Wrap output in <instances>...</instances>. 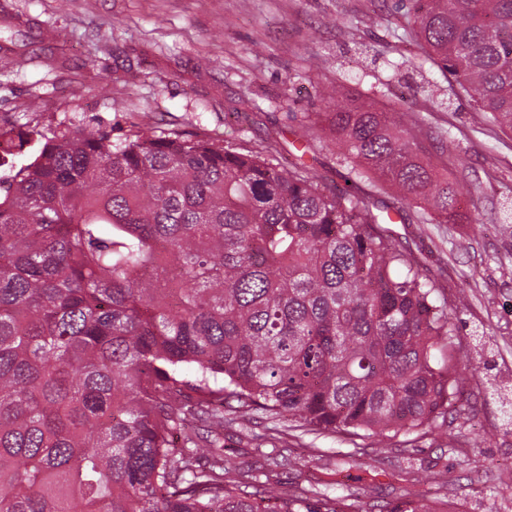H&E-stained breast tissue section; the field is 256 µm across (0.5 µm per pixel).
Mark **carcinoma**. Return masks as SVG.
I'll list each match as a JSON object with an SVG mask.
<instances>
[{"label": "carcinoma", "mask_w": 512, "mask_h": 512, "mask_svg": "<svg viewBox=\"0 0 512 512\" xmlns=\"http://www.w3.org/2000/svg\"><path fill=\"white\" fill-rule=\"evenodd\" d=\"M427 59L512 132V0H408ZM332 189L259 149L158 131L11 127L0 140V512H340L224 455V429L448 432L463 377L441 285L389 211L446 224L459 182L433 133L349 94L317 112ZM400 192L379 209L359 183ZM231 413L224 414V408ZM389 512H436L414 498Z\"/></svg>", "instance_id": "cac0c4a2"}]
</instances>
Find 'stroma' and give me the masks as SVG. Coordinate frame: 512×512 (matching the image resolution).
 I'll list each match as a JSON object with an SVG mask.
<instances>
[{
  "instance_id": "obj_1",
  "label": "stroma",
  "mask_w": 512,
  "mask_h": 512,
  "mask_svg": "<svg viewBox=\"0 0 512 512\" xmlns=\"http://www.w3.org/2000/svg\"><path fill=\"white\" fill-rule=\"evenodd\" d=\"M407 0H0V127L95 128L113 137L147 121L161 130L255 148L267 135L282 163L326 184L336 149L297 136L305 112H329V83L375 98L448 136V169L468 194L445 224L390 229L424 276L445 285L463 363L452 435L389 448L297 434L272 479L322 483L347 512H384L412 495L439 512H512V134L490 130L436 66ZM250 423L224 433L237 467L263 462Z\"/></svg>"
}]
</instances>
